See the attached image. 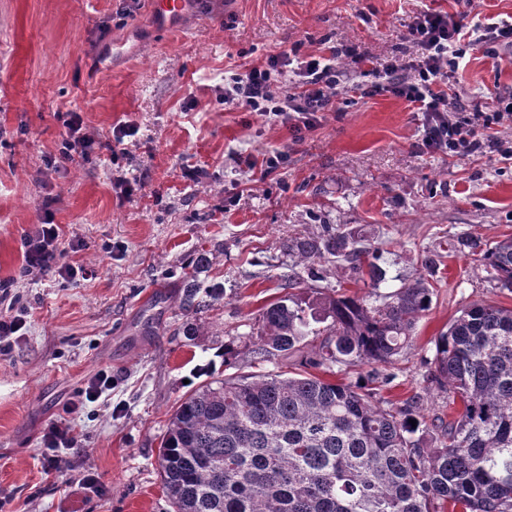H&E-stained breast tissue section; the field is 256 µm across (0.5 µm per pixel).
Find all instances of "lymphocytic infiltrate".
<instances>
[{"label":"lymphocytic infiltrate","mask_w":512,"mask_h":512,"mask_svg":"<svg viewBox=\"0 0 512 512\" xmlns=\"http://www.w3.org/2000/svg\"><path fill=\"white\" fill-rule=\"evenodd\" d=\"M412 52L407 59L390 57L372 72L378 89L390 92L423 115L422 145L426 150L464 157L500 150L503 159H512V147L484 138L483 130L495 126L512 128V91L497 93L491 112H469L456 91L453 77L471 51L485 47L488 55L512 54V21L488 18L469 23L465 15L450 16L427 10L416 16L403 35ZM337 50L321 55L304 54L292 48L288 54L270 58L266 65L224 80V103L254 113L299 132L312 130L336 101L343 75ZM65 134L51 161L58 167L73 155L99 158L102 144L89 134L79 112L70 111L63 121ZM78 242H63L52 211H45L41 224L23 242L25 271L55 266L59 278L72 280L87 275L88 269L70 263L68 255Z\"/></svg>","instance_id":"obj_1"}]
</instances>
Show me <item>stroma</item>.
I'll return each mask as SVG.
<instances>
[{
    "mask_svg": "<svg viewBox=\"0 0 512 512\" xmlns=\"http://www.w3.org/2000/svg\"><path fill=\"white\" fill-rule=\"evenodd\" d=\"M429 8L467 11L473 23L512 18V0H192L172 22L148 0H0V280H17L0 313L26 319L0 340V512H173L158 457L178 401L207 371L253 374L247 350L288 279L303 299L354 279L346 263L289 252L292 237L378 247L388 284L358 288L367 303L418 279L431 288L380 399L417 395L426 423L448 416L447 392L426 380L435 337L470 303L512 307L470 249L512 237V163L420 150L417 113L389 93L353 90L375 82L357 57L404 54L403 34ZM327 39L346 77L317 129L296 133L225 105V73L299 42L321 54ZM454 84L471 109L489 111L512 89V57L476 49ZM67 110L104 143L118 122L137 127L125 141L124 171L143 178L131 198H119L108 156L47 167ZM277 150L288 165L266 173L259 161ZM238 153L257 166H238ZM189 165L202 182L184 177ZM47 207L65 239L82 241L73 258L89 277L20 276L22 237ZM201 254L200 282L224 295L192 315L178 285ZM229 342L240 355L228 366ZM101 371L111 395L68 412ZM56 422L76 440L49 470L42 438Z\"/></svg>",
    "mask_w": 512,
    "mask_h": 512,
    "instance_id": "35a3bbf8",
    "label": "stroma"
}]
</instances>
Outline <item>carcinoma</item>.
Returning <instances> with one entry per match:
<instances>
[{"mask_svg":"<svg viewBox=\"0 0 512 512\" xmlns=\"http://www.w3.org/2000/svg\"><path fill=\"white\" fill-rule=\"evenodd\" d=\"M288 249L334 256L375 288L386 281L378 249L359 241L295 238ZM472 254L512 291V237ZM219 297L196 275L182 278V311ZM430 304L416 280L378 305L342 294L265 306L253 362L294 358L303 371L214 378L175 408L159 453L175 512H512V308L471 303L436 337L427 380L461 411L438 420L430 441L418 436L419 397L374 403L378 384L393 380L377 367L408 346ZM327 319L329 333L303 352ZM366 364L376 369L353 383L308 372Z\"/></svg>","mask_w":512,"mask_h":512,"instance_id":"obj_1","label":"carcinoma"}]
</instances>
